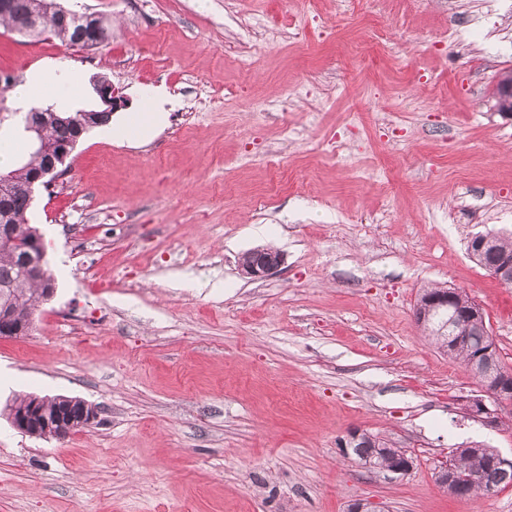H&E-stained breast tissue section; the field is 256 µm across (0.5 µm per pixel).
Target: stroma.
<instances>
[{
	"instance_id": "stroma-1",
	"label": "stroma",
	"mask_w": 512,
	"mask_h": 512,
	"mask_svg": "<svg viewBox=\"0 0 512 512\" xmlns=\"http://www.w3.org/2000/svg\"><path fill=\"white\" fill-rule=\"evenodd\" d=\"M72 2L111 19L108 45L0 27V72L53 67L62 96L81 80L80 110L106 76L117 122L152 90L170 104L150 140L84 134L30 210L56 293L0 338V408L65 395L99 417L44 440L0 416V512H512V486L436 484L453 448L512 459V420L463 413L476 381L413 320L423 289H461L512 368V287L467 252L512 233L493 97L512 0ZM257 247L284 262L251 281ZM353 429L405 448L411 473L344 454Z\"/></svg>"
}]
</instances>
